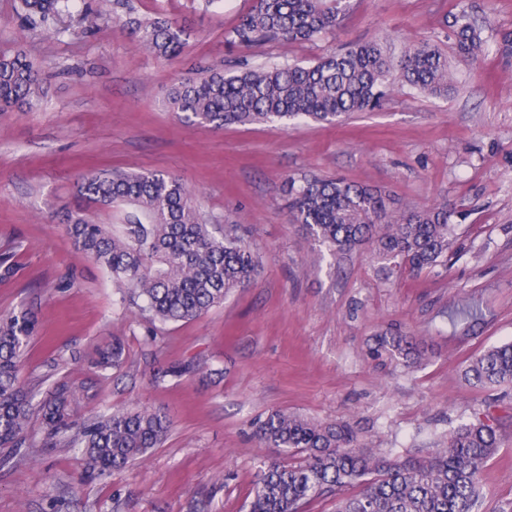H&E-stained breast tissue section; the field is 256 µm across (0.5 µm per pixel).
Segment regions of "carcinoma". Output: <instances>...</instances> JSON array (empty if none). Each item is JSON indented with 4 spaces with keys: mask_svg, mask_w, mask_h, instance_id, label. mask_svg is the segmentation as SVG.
Here are the masks:
<instances>
[{
    "mask_svg": "<svg viewBox=\"0 0 512 512\" xmlns=\"http://www.w3.org/2000/svg\"><path fill=\"white\" fill-rule=\"evenodd\" d=\"M76 0H21L24 25H54L58 32ZM342 0H255L253 9L224 32L229 43L253 46L274 41L285 46L311 42L335 29ZM138 47L163 60L186 48L174 18H131ZM457 52L477 57L481 31L466 8L452 14ZM391 58L371 40L302 66L236 64L235 72L210 70L173 85L167 93L174 112L221 129L231 125L298 119L334 124L374 109L389 81ZM400 78L424 92L441 95L451 81L448 57L429 40L404 52ZM39 72L21 49L0 52V112L36 106ZM292 221L302 225L329 255H345L361 244H375L383 260L400 259L411 272L448 267L454 234L453 212L443 203L422 209L395 208L389 197L344 179L291 178L285 184ZM77 195L100 208H113L115 222L99 224L88 210L64 214L75 247L107 270L123 304L137 322H188L224 302L254 281L257 251L240 224L209 223L197 196L180 179L163 172L98 169L85 175ZM38 323L28 308L0 315V460L7 463L24 448L37 447L29 434L41 421L44 440L79 449L90 472L107 475L146 458L165 442L169 419L146 408L113 410L85 418L81 409L90 386L66 379L55 382L40 401L20 380V369ZM373 356L387 355L411 367L425 351L400 332L380 334ZM121 340L99 352L98 366L119 368ZM193 371L190 361L157 371L158 385ZM465 379L477 386L512 387V342L471 358ZM254 434L272 448L301 454L298 466L276 462L258 470L248 512H305L328 494L336 512H479L482 471L500 447L499 422L485 412L448 430L441 447L406 461L379 457L348 424L317 423L277 411L255 424Z\"/></svg>",
    "mask_w": 512,
    "mask_h": 512,
    "instance_id": "carcinoma-1",
    "label": "carcinoma"
}]
</instances>
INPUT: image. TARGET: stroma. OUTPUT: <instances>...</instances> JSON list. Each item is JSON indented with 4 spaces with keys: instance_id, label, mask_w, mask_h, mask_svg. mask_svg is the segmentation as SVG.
Masks as SVG:
<instances>
[{
    "instance_id": "obj_1",
    "label": "stroma",
    "mask_w": 512,
    "mask_h": 512,
    "mask_svg": "<svg viewBox=\"0 0 512 512\" xmlns=\"http://www.w3.org/2000/svg\"><path fill=\"white\" fill-rule=\"evenodd\" d=\"M137 16H172L185 53L166 62L139 49L125 9L85 0L65 21L69 34L24 28L20 0H0V51L23 47L39 66L35 108L0 112V251L15 274L0 280V314L35 306L26 386L80 379L96 350L120 338V368L99 371L86 409L148 408L167 415L162 447L130 468L92 478L81 454L42 446L35 462L0 466V512H246L255 474L288 455L260 443L253 422L294 412L343 421L382 455L406 459L434 448L452 424L492 406L501 446L484 468L483 512L512 501V397L464 379L471 357L512 341V58L499 52L512 31V0H346L335 32L287 47L229 45L225 30L255 0H131ZM466 6L485 52L457 55L449 26ZM379 39L392 61L428 39L448 54L444 96L391 76L380 107L328 125L302 121L232 125L182 122L166 93L198 69L249 59L310 64L351 43ZM164 171L193 188L223 224H242L260 274L202 317L148 336L120 302L107 273L66 235L62 215L75 185L98 168ZM344 178L378 187L396 206L447 203L454 212L448 271L388 270L362 245L319 259L294 224L283 190L289 177ZM478 308L477 321L457 319ZM401 328L422 338L430 358L406 369L369 354L375 335ZM194 362L193 376L155 386L153 369Z\"/></svg>"
}]
</instances>
